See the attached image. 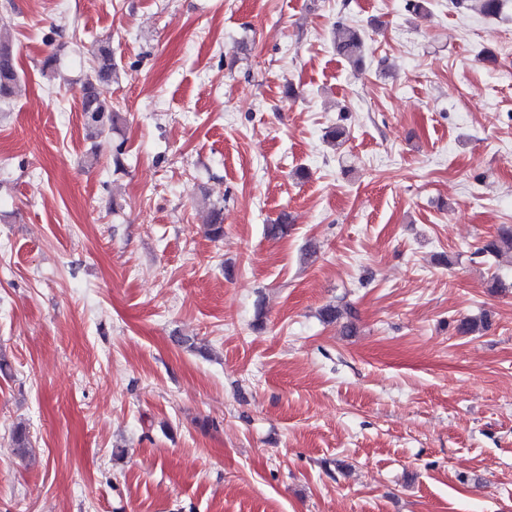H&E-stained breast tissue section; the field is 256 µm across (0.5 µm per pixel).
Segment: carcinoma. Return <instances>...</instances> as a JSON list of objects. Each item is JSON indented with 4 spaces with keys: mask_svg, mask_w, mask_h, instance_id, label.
I'll list each match as a JSON object with an SVG mask.
<instances>
[{
    "mask_svg": "<svg viewBox=\"0 0 512 512\" xmlns=\"http://www.w3.org/2000/svg\"><path fill=\"white\" fill-rule=\"evenodd\" d=\"M508 0H454L455 7L463 10L475 9L487 18H498L502 15ZM334 47L336 55L354 66L363 61V39L358 29L337 25L334 32ZM112 57L101 53L93 71L86 74L81 86L82 112L84 128L92 138H98L112 128L120 119V115L112 108V103L106 96L105 85L112 78ZM19 82V73L15 68L8 44L0 41V101L10 99L14 88ZM211 219L206 224V234L217 240L224 235L223 208L212 206ZM512 250V227L500 229L496 239L484 245L479 253L484 255H500L502 249ZM13 446L17 455L24 459L31 447L26 427L19 424L11 433Z\"/></svg>",
    "mask_w": 512,
    "mask_h": 512,
    "instance_id": "cac0c4a2",
    "label": "carcinoma"
}]
</instances>
